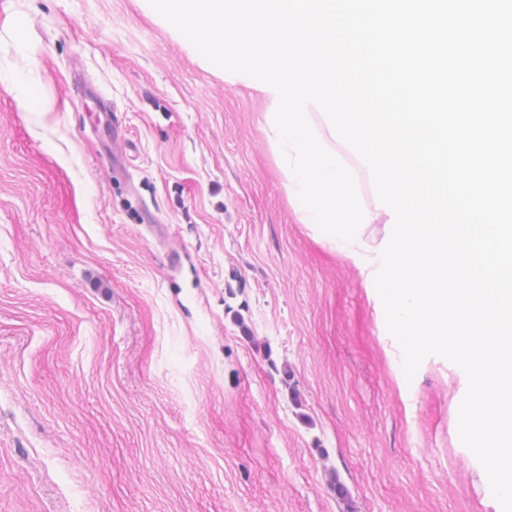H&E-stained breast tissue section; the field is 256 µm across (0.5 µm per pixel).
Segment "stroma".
<instances>
[{
	"mask_svg": "<svg viewBox=\"0 0 512 512\" xmlns=\"http://www.w3.org/2000/svg\"><path fill=\"white\" fill-rule=\"evenodd\" d=\"M272 109L145 0H0V512H496L464 371L406 379ZM109 108H104L106 119L102 125L95 129V134L99 138L103 153L111 160L115 159L119 154L124 151V143L119 139L118 135L113 132L115 123L112 116V106L108 102Z\"/></svg>",
	"mask_w": 512,
	"mask_h": 512,
	"instance_id": "obj_1",
	"label": "stroma"
}]
</instances>
